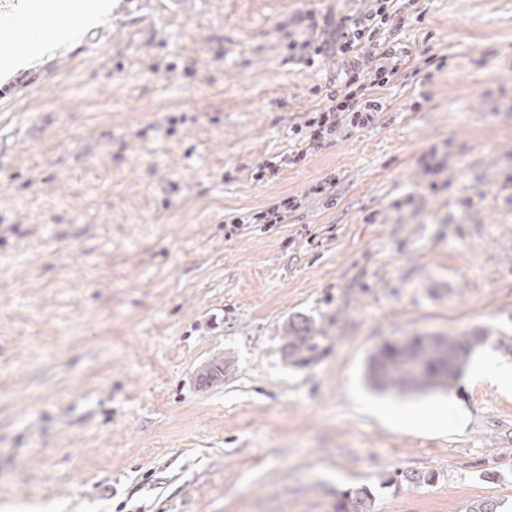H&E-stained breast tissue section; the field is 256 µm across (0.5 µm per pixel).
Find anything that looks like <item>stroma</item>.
I'll use <instances>...</instances> for the list:
<instances>
[{
  "mask_svg": "<svg viewBox=\"0 0 512 512\" xmlns=\"http://www.w3.org/2000/svg\"><path fill=\"white\" fill-rule=\"evenodd\" d=\"M103 2L0 75V512H336L362 487L370 512H512V395L366 378L416 334L484 328L512 363V0H396L383 111L274 178L371 0ZM303 317L325 337L299 362ZM447 400L464 429L372 412ZM297 209V200L288 197L283 199L279 204L273 205L265 212L236 215L230 218V222H226V224H232L231 231H234L242 224H277L281 223L286 218L288 211H296ZM284 336L288 338V356L300 357L319 347L318 339L323 337V333L316 327L314 321L303 318L289 320L284 328Z\"/></svg>",
  "mask_w": 512,
  "mask_h": 512,
  "instance_id": "stroma-1",
  "label": "stroma"
}]
</instances>
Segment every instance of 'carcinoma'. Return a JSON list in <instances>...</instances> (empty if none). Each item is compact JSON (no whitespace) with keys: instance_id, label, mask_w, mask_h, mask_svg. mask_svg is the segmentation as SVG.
I'll use <instances>...</instances> for the list:
<instances>
[{"instance_id":"cac0c4a2","label":"carcinoma","mask_w":512,"mask_h":512,"mask_svg":"<svg viewBox=\"0 0 512 512\" xmlns=\"http://www.w3.org/2000/svg\"><path fill=\"white\" fill-rule=\"evenodd\" d=\"M288 356L300 357L319 347L323 333L310 319H291L284 328ZM487 329L464 331L427 339L407 336L402 341H387L377 348L367 363L370 384L384 392L449 389L464 375L474 350L485 344Z\"/></svg>"}]
</instances>
